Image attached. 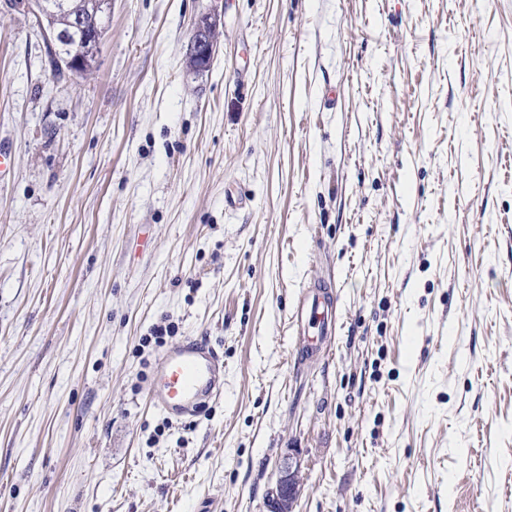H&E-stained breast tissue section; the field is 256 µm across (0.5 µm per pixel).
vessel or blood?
Here are the masks:
<instances>
[{"label": "vessel or blood", "instance_id": "1", "mask_svg": "<svg viewBox=\"0 0 512 512\" xmlns=\"http://www.w3.org/2000/svg\"><path fill=\"white\" fill-rule=\"evenodd\" d=\"M326 299L312 292L300 302L297 316L315 335L328 336L332 325L324 315ZM223 366L218 353L203 342L187 340L165 350L149 392L152 406L172 419L192 414L204 399L222 392Z\"/></svg>", "mask_w": 512, "mask_h": 512}]
</instances>
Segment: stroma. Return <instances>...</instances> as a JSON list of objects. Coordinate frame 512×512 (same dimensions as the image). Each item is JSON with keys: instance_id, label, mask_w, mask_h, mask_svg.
<instances>
[{"instance_id": "1", "label": "stroma", "mask_w": 512, "mask_h": 512, "mask_svg": "<svg viewBox=\"0 0 512 512\" xmlns=\"http://www.w3.org/2000/svg\"><path fill=\"white\" fill-rule=\"evenodd\" d=\"M0 146V512H512V0H112L81 78L0 0ZM216 16L211 14L201 15L191 36L190 41V66L196 71H206L211 64L216 44L208 38V31L218 24ZM219 31L214 28L210 31V37L216 42ZM325 304L324 294L316 291L304 296L298 307V319L301 322L305 319L308 328L314 330L315 336H330L332 333V325L325 318L323 311ZM218 353L201 341L187 340L165 350L149 392L152 406L179 420L192 414L204 399L223 388ZM300 464L293 457L288 456L279 467L271 496L266 498L267 512H293V505L300 493L298 473Z\"/></svg>"}]
</instances>
